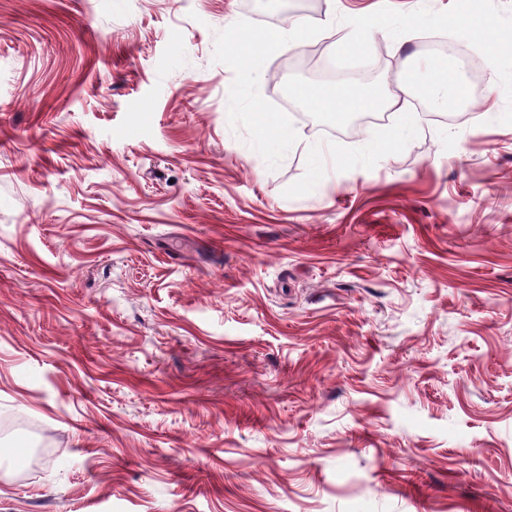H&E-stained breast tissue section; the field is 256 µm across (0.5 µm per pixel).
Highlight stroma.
Masks as SVG:
<instances>
[{
  "label": "stroma",
  "instance_id": "35a3bbf8",
  "mask_svg": "<svg viewBox=\"0 0 512 512\" xmlns=\"http://www.w3.org/2000/svg\"><path fill=\"white\" fill-rule=\"evenodd\" d=\"M450 7L0 0V411L58 454L0 439V512H512V55ZM286 8L323 66L242 67ZM429 34L467 120L400 92ZM328 74L399 102L322 131Z\"/></svg>",
  "mask_w": 512,
  "mask_h": 512
}]
</instances>
